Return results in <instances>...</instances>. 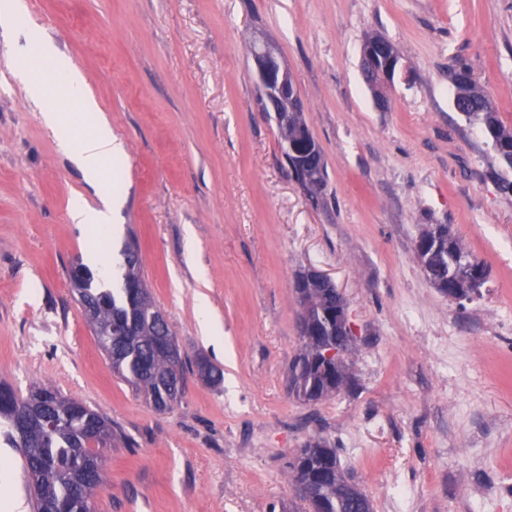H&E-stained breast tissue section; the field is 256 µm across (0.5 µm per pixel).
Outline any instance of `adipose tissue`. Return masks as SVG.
<instances>
[{"label": "adipose tissue", "mask_w": 512, "mask_h": 512, "mask_svg": "<svg viewBox=\"0 0 512 512\" xmlns=\"http://www.w3.org/2000/svg\"><path fill=\"white\" fill-rule=\"evenodd\" d=\"M23 67L29 94L34 101H44L47 84L54 81L64 85L68 95L79 104L91 131L81 140L74 159L88 182L100 183L105 163H123L126 149L110 127L101 121L98 106L89 95L84 80L69 60L46 40L28 47ZM69 218L71 223L82 225L94 237L108 236L112 232V200L103 197L101 206L97 208L83 200H73L69 206Z\"/></svg>", "instance_id": "1"}]
</instances>
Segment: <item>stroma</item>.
Listing matches in <instances>:
<instances>
[{"mask_svg": "<svg viewBox=\"0 0 512 512\" xmlns=\"http://www.w3.org/2000/svg\"><path fill=\"white\" fill-rule=\"evenodd\" d=\"M0 24V383H48L128 440L106 451L95 512H270L298 506L295 448L329 436L373 512H512V194L495 151L456 112L467 65L512 129V0H22ZM402 71L376 108L366 34ZM48 39L84 79L124 165L91 186L43 121L18 52ZM274 44L328 171L313 204L257 101L251 45ZM120 190L118 235L100 243L142 275L189 359L158 412L112 373L68 268L91 244L74 198ZM448 224L489 272L462 302L415 257L422 225ZM342 291L357 342L354 387L316 404L291 391L301 347L298 271ZM208 309H201L200 300ZM216 321L220 342L204 335ZM0 512H32L18 449L0 438Z\"/></svg>", "mask_w": 512, "mask_h": 512, "instance_id": "1", "label": "stroma"}]
</instances>
